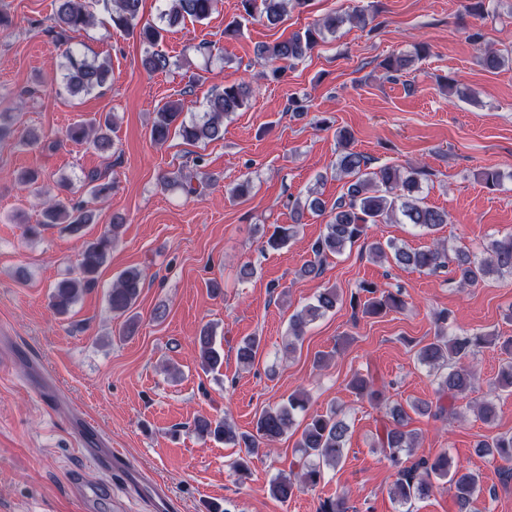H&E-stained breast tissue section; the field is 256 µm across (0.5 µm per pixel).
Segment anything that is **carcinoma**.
<instances>
[{"label":"carcinoma","instance_id":"obj_1","mask_svg":"<svg viewBox=\"0 0 512 512\" xmlns=\"http://www.w3.org/2000/svg\"><path fill=\"white\" fill-rule=\"evenodd\" d=\"M164 2L160 15L164 22L162 26L150 23L139 25L142 0H112L110 9L113 27L138 31L140 40L147 45L142 66L151 73L164 71L170 66L169 57L156 49L166 28L177 26L187 19L197 22L208 19L216 10L219 0ZM309 2L239 0V14L226 26V31L238 32L245 23L257 19L276 26L288 13V8L304 9L309 6ZM94 20V13L87 0H57L55 38L65 43L70 33L92 25ZM347 20L364 26L370 23L362 10L348 17L329 15L282 41L259 46L257 56L272 63L269 76L278 79L284 74L286 64L310 54L325 33L336 32ZM426 53V46L418 43L414 45V54L390 55L385 58L383 67L389 73L400 72ZM65 70L64 89L74 97L88 95L104 87L110 76L107 61L100 62L95 58L90 60L71 48L66 51ZM250 93L251 88L247 84L226 86L212 95L208 109L201 117L189 121L183 117L181 103L168 101L153 113L151 138L163 143L175 132L189 144L219 139L224 134V118L245 107ZM339 137L342 152L336 159L335 170L336 175L345 180L346 192L329 209L317 197L293 200L292 223L273 225V231L262 242V250L278 251L295 240L306 214L327 213L329 221L325 225V232L310 245L312 257L300 269L303 277L321 276L329 257L342 254L346 248L358 242L362 243V251L368 258L375 261L387 260L399 268L434 273L447 267L453 274L452 281L461 287L476 286L494 275L512 274V234L490 239L477 254L463 250L451 254L439 243L423 249H412L392 240L368 239L371 226L391 222L400 216L405 223L432 232L448 223V213L424 202L422 183L425 171L414 166L404 169L388 164L375 166L372 158L351 148L353 136L350 132H341ZM67 138L91 144L99 151H108L112 148V118L106 115L75 123L67 131ZM18 181L29 186L42 198L41 219L35 224L25 225L26 236L35 237L47 228L60 226L68 233L80 237L84 228L94 223L93 211L87 209L83 201L71 197L70 183L57 181L45 184L41 182L40 173L34 169L20 171ZM84 184L96 199L108 198L115 188V182L97 170L84 176ZM122 227L121 221L115 220L99 237L83 242L74 272L53 286L49 303L55 314L66 315L84 293L95 287L98 273L118 241ZM144 281L140 269L129 268L118 275L108 293L112 313L126 317L125 331L128 334L133 333L137 326V315L133 314V308ZM340 301L337 289L325 288L317 294L314 302L292 315L283 352L288 355L296 353L302 345L307 325L335 310ZM349 303L353 310L361 311L364 316H380L406 307L401 290L382 291L376 284L365 281L359 284L358 291L350 294ZM435 323L439 333L433 340L418 347L415 356L419 364L439 370L436 375V400L414 404L412 409L448 424L461 417L462 410L471 409L485 424L492 425L497 409L495 398L501 392L512 393V360L501 366L492 383L493 397L473 406L467 401L475 381L468 361L474 359L486 339L468 333L445 335L444 325L448 323L446 311L435 315ZM195 345L204 370L215 371L224 364V352L216 347L212 327L207 326L201 330ZM260 348V337L244 338L236 348L238 362L245 367L253 365ZM349 387L357 397L385 408V422L382 435L378 437V446L395 473V479L389 487V496L398 506L399 512H411L413 503L430 498L446 484L454 489L457 512H479L482 487L476 472L461 465L451 466L446 451L432 459H413L414 449L421 436L406 430L409 415L404 407L386 404L383 386L369 372L355 373ZM307 403L306 392L292 393L286 402L263 409L256 418L252 432H239L225 419L212 421L207 418H199L194 422V432L202 438L246 449V456L237 458L233 463L235 471L245 476L250 472V458L259 456L264 449L286 434L293 424L295 413L305 410ZM348 433L346 419L334 408L310 416L296 442V447L301 451L299 471L274 479L269 487L270 494L286 502L300 486L313 487L319 484L324 479L323 467L335 468L343 461ZM474 448L478 457L502 461L508 464L506 472H512L509 467L512 462V435H488L478 440ZM318 512H351L347 494L338 493L324 500Z\"/></svg>","mask_w":512,"mask_h":512}]
</instances>
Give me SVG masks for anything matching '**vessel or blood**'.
<instances>
[{"label":"vessel or blood","mask_w":512,"mask_h":512,"mask_svg":"<svg viewBox=\"0 0 512 512\" xmlns=\"http://www.w3.org/2000/svg\"><path fill=\"white\" fill-rule=\"evenodd\" d=\"M84 444L85 457L112 470L128 483L145 486V496L151 512H179L178 500L167 491L163 481L145 479L141 472L128 467L127 458L122 451L101 447L100 434L94 425L86 426Z\"/></svg>","instance_id":"obj_1"}]
</instances>
